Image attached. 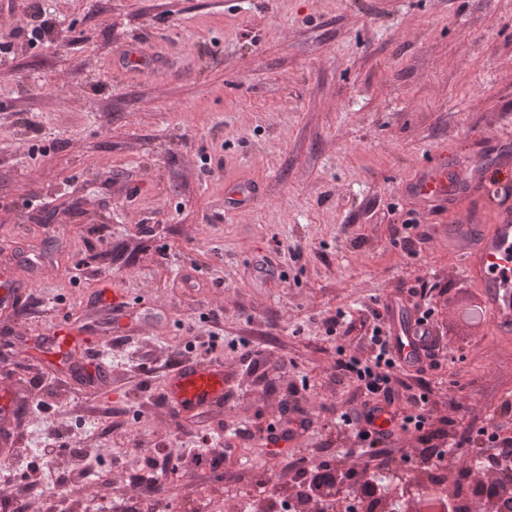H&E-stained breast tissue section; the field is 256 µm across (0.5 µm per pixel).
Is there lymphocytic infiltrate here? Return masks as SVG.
I'll list each match as a JSON object with an SVG mask.
<instances>
[{"label":"lymphocytic infiltrate","instance_id":"lymphocytic-infiltrate-1","mask_svg":"<svg viewBox=\"0 0 512 512\" xmlns=\"http://www.w3.org/2000/svg\"><path fill=\"white\" fill-rule=\"evenodd\" d=\"M374 324L363 354H344L336 369L352 381L365 398L361 409L340 417V425L352 438L358 452L356 463L346 476L355 488L356 500L372 497L376 485L371 473L400 470L410 461L407 454H396L390 447L395 436H407L421 447L424 461L439 462L452 455L459 465H467L472 456H479L495 482H512V435H504L499 422L488 420L458 430L436 428L430 408V390L426 385L412 387L404 381L405 374L422 375L435 365L438 351L436 339H429L425 353L415 369H408L397 357L392 345L391 328L386 313L373 310ZM386 414L385 427H378L376 414Z\"/></svg>","mask_w":512,"mask_h":512}]
</instances>
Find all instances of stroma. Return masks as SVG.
Wrapping results in <instances>:
<instances>
[{"label":"stroma","instance_id":"1","mask_svg":"<svg viewBox=\"0 0 512 512\" xmlns=\"http://www.w3.org/2000/svg\"><path fill=\"white\" fill-rule=\"evenodd\" d=\"M42 22V42L18 37ZM3 42L0 273L21 302L0 308V396L39 465L14 505L47 512L62 473L97 512H139L159 484L175 503L210 493L214 512L286 495L297 458L345 460L337 421L363 398L338 349H364L379 305L432 312L436 420L512 430V334L467 319L484 294L448 246L450 225L512 209V177L492 201L409 191L442 151L457 171L512 169V0H52L38 18L0 0ZM240 183L255 203L225 210ZM407 224L425 233L412 255ZM421 280L434 291L410 294ZM339 312L340 340L324 325ZM61 319L75 351L33 360ZM210 358L228 397L178 430L165 377ZM295 405L314 409L306 429L283 415ZM271 424L291 435L270 448ZM49 426L120 459L111 483L41 458ZM202 436L233 456L143 480L155 448ZM269 468L273 488L251 483Z\"/></svg>","mask_w":512,"mask_h":512}]
</instances>
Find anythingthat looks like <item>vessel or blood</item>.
Here are the masks:
<instances>
[{
	"mask_svg": "<svg viewBox=\"0 0 512 512\" xmlns=\"http://www.w3.org/2000/svg\"><path fill=\"white\" fill-rule=\"evenodd\" d=\"M485 171L475 167L456 176L444 158L434 159L418 175L411 190L424 202H455L475 188L484 186ZM461 256L464 272L484 292L486 313L498 332L512 330V215L503 214L496 224H459L452 237ZM390 324L399 358L414 365L421 357V334L426 324L416 318L391 317ZM166 397L178 416L203 414L224 402V366L185 360L168 375Z\"/></svg>",
	"mask_w": 512,
	"mask_h": 512,
	"instance_id": "b4317fda",
	"label": "vessel or blood"
}]
</instances>
